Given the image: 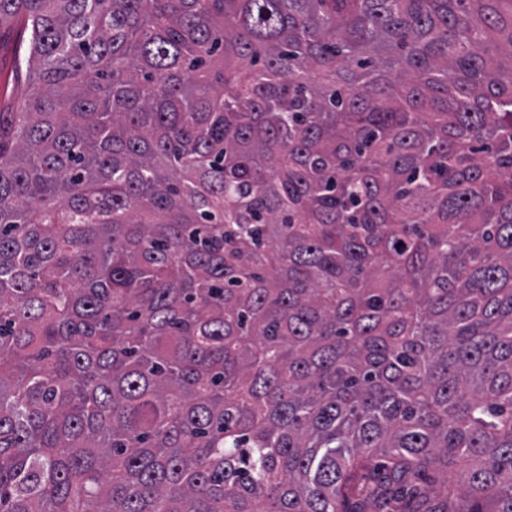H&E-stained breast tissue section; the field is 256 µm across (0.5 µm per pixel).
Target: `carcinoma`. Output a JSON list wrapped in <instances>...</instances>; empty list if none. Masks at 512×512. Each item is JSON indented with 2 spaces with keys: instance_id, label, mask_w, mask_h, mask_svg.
<instances>
[{
  "instance_id": "1",
  "label": "carcinoma",
  "mask_w": 512,
  "mask_h": 512,
  "mask_svg": "<svg viewBox=\"0 0 512 512\" xmlns=\"http://www.w3.org/2000/svg\"><path fill=\"white\" fill-rule=\"evenodd\" d=\"M0 512H512V0H0ZM22 37L18 29L3 34L0 41V111L13 112L17 95L16 61L26 44L22 45Z\"/></svg>"
}]
</instances>
